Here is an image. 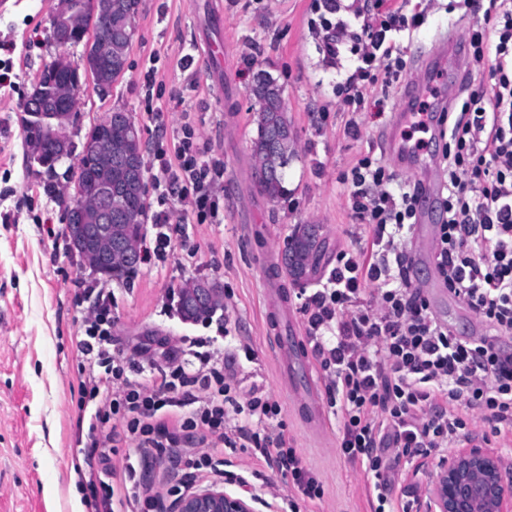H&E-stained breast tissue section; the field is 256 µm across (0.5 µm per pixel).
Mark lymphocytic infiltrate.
Segmentation results:
<instances>
[{"mask_svg":"<svg viewBox=\"0 0 512 512\" xmlns=\"http://www.w3.org/2000/svg\"><path fill=\"white\" fill-rule=\"evenodd\" d=\"M487 2L483 25L469 33V57L472 65H489V81L445 115L448 194L434 265L491 337L465 339L436 319L413 283L406 250L419 190L393 191L394 173L368 153L341 178L368 232L337 254L326 281L301 305L328 404L341 417L340 447L370 476L376 512L392 504L390 472L400 457L454 444L465 412L478 413L492 436L512 433V352L495 343L512 335V0ZM428 7V0H374L363 19V65L343 85L346 104H363L367 90L385 92L400 81L406 62L390 34L420 27ZM152 167L161 198L184 201L197 223H223L224 166L192 125L172 146L157 145ZM97 298L78 342L95 512H160L158 494L133 472L112 480V457L128 441L159 458L184 456L197 473L218 471L221 448H252L275 463L299 497L322 498V484L284 432L230 422L234 413L261 423L277 419V400L254 395L238 403L234 376L207 351L194 373L172 364L153 380L129 377L113 347L112 294L101 288Z\"/></svg>","mask_w":512,"mask_h":512,"instance_id":"1","label":"lymphocytic infiltrate"}]
</instances>
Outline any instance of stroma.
Wrapping results in <instances>:
<instances>
[{
    "label": "stroma",
    "mask_w": 512,
    "mask_h": 512,
    "mask_svg": "<svg viewBox=\"0 0 512 512\" xmlns=\"http://www.w3.org/2000/svg\"><path fill=\"white\" fill-rule=\"evenodd\" d=\"M56 0H6L0 7V512H71V491L85 493L86 467L78 407L82 357L77 341L93 311L94 280L71 254L64 236L63 199L46 194L44 173L29 164L23 137L24 104L33 85L58 54L50 37ZM138 0L136 32L128 68L107 95L85 81L77 96L74 143L113 111L132 115L145 156L158 143L176 140L191 124L224 163V221L189 224L175 235L166 257L138 264L119 280H94L112 292V337L116 350L143 378L176 359L198 366L189 352L193 338H210L234 373L240 399L252 390L270 394L282 407L285 433L323 485L322 499L300 503V512H373L372 487L360 466L339 446V423L327 414L325 434L306 424L290 393L299 364L279 373L276 350L264 328V280L269 268L256 253L263 243L283 249L295 225L320 227L323 254L309 283L317 288L336 265L337 253L365 231L354 217L340 182L359 154L382 158L380 133L399 102L368 93L358 112L343 102L339 81L357 62L342 48L336 63L322 51L324 25L369 13L374 0ZM485 0L467 15L433 0L425 23L402 38L406 60L427 51L448 32L466 39L483 21ZM224 46L216 69L207 43ZM14 44V52L3 44ZM155 69L153 89L144 75ZM269 72L284 88L296 155L286 171L287 195L270 199L257 184L251 153L256 114L251 87L257 71ZM356 119L359 132L347 134ZM412 278L437 319L456 335L477 338L478 318L440 283L431 258L412 255ZM207 278L223 291L222 314L183 321L175 299L183 284ZM231 472L245 477L250 492L285 505L293 490L251 448L225 449Z\"/></svg>",
    "instance_id": "stroma-1"
}]
</instances>
